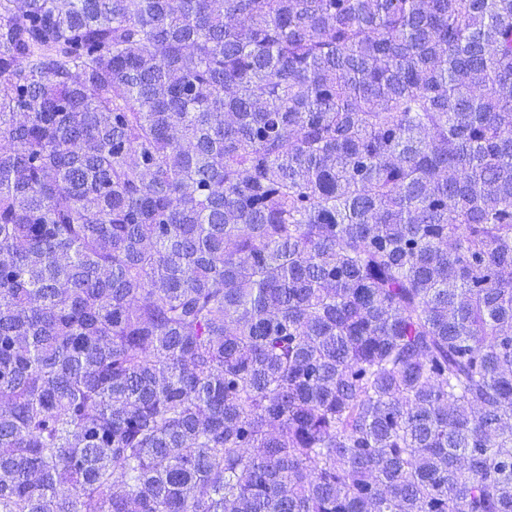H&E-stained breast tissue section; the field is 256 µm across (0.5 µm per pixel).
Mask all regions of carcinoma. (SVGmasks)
Returning a JSON list of instances; mask_svg holds the SVG:
<instances>
[{
	"label": "carcinoma",
	"mask_w": 512,
	"mask_h": 512,
	"mask_svg": "<svg viewBox=\"0 0 512 512\" xmlns=\"http://www.w3.org/2000/svg\"><path fill=\"white\" fill-rule=\"evenodd\" d=\"M0 512H512V0H0Z\"/></svg>",
	"instance_id": "cac0c4a2"
}]
</instances>
